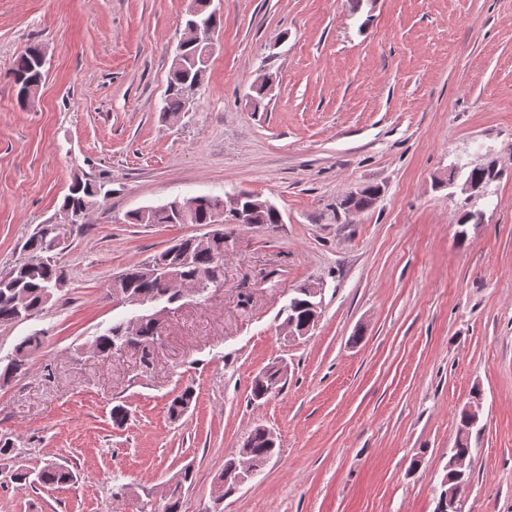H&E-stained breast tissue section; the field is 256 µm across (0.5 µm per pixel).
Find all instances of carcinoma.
<instances>
[{
  "label": "carcinoma",
  "mask_w": 512,
  "mask_h": 512,
  "mask_svg": "<svg viewBox=\"0 0 512 512\" xmlns=\"http://www.w3.org/2000/svg\"><path fill=\"white\" fill-rule=\"evenodd\" d=\"M198 11L190 12L184 22V28L195 24L207 23L214 29H219L223 24V18L214 16L206 8V0H197ZM38 45L30 44L15 59L13 67L9 71V78L17 88L24 85L43 84L45 72L33 66V58ZM200 49L194 42L188 41L184 45L183 55L179 61L172 63L168 76V84L165 91L163 111L170 116H175L183 111L185 91L193 86L202 85L206 66L199 61ZM111 194L103 182L91 180H75L64 197L62 207L70 208L75 212L87 211L99 202V198H105ZM196 203L190 222L193 224L211 223V200L209 195L193 197ZM259 196L254 195L247 203L252 206L250 223L265 225L274 228L281 223V213L277 208L258 205ZM125 220L129 224H176L174 210L170 204L144 210H135L126 214ZM182 248H188L192 252L190 265L182 268V275L186 279L208 275L214 278H222L219 268L224 265V241L221 239L208 240L206 242H193L184 238L180 243L165 250L152 258L156 262L170 258ZM26 254L14 267L5 273H0V323H15L29 319L43 310L47 298L54 292V286L61 273L54 257L50 255L47 241L43 232L37 231L24 245ZM149 263H137L128 266L120 273L122 278V292L137 295L148 304L157 296H165L173 301L177 300L180 289L169 286L164 281L153 279L148 275ZM292 307L283 310V323L294 318L304 326L314 327L316 318L308 307L309 298L304 295V287L295 289ZM126 319L118 318L112 322L104 333L95 337L94 346L102 354H107L112 347L126 340L124 329ZM159 328L148 321L139 328V342L145 346L157 343ZM42 347V338L36 334L21 337L10 355L0 358V382H7L12 378L26 373L30 368L32 358ZM283 379L282 368L274 363L263 373V383H252L251 396L255 401L264 399V394L275 389ZM194 394L190 389L184 390L175 396L168 404L169 417L173 420L180 419L190 408ZM473 429L468 424L465 413H460L459 427L454 448L450 449V455H473L471 437ZM240 451H245L254 460L256 466L264 465L275 453V448L270 444L267 429L257 426L244 440ZM73 480L71 471L57 463L46 464L36 475L35 481L43 484L65 485Z\"/></svg>",
  "instance_id": "carcinoma-1"
}]
</instances>
